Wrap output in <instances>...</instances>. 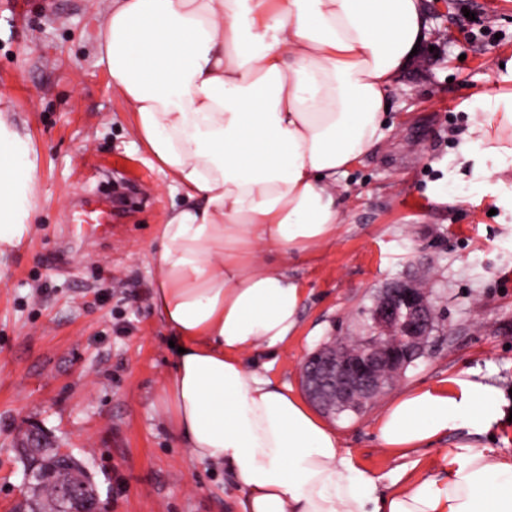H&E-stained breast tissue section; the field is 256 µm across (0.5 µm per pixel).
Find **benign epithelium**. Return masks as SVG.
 <instances>
[{
  "label": "benign epithelium",
  "instance_id": "7a95c632",
  "mask_svg": "<svg viewBox=\"0 0 512 512\" xmlns=\"http://www.w3.org/2000/svg\"><path fill=\"white\" fill-rule=\"evenodd\" d=\"M436 318L428 289L411 281L380 289L368 309L367 334L358 345L336 338L304 360L301 381L306 396L328 415L360 411L425 354ZM18 447L51 448L60 458L68 456L38 425L26 430ZM24 480L26 487L40 490L44 472L39 462L31 463ZM60 502V512H105L100 499L81 500L67 487L60 491Z\"/></svg>",
  "mask_w": 512,
  "mask_h": 512
}]
</instances>
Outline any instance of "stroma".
<instances>
[{
  "instance_id": "stroma-1",
  "label": "stroma",
  "mask_w": 512,
  "mask_h": 512,
  "mask_svg": "<svg viewBox=\"0 0 512 512\" xmlns=\"http://www.w3.org/2000/svg\"><path fill=\"white\" fill-rule=\"evenodd\" d=\"M428 47L390 92L388 129L350 170L334 241L287 264L306 289L299 330L270 378L301 389L304 358L332 337L364 335L379 288L416 279L437 305L433 344L363 412L327 417L341 446L392 488L461 444L511 448L512 422L457 427L401 457L375 420L402 390L464 374L512 405V180L476 181L465 134L491 86L512 92V0H425ZM102 0H0V110L40 160L38 223L0 258V512L26 491L16 451L41 424L83 462L110 512H229L220 470L191 461L161 400L173 370L152 309L147 250L172 206L164 175L138 146L129 108L97 51ZM123 196L109 237L72 243L68 217L88 192Z\"/></svg>"
}]
</instances>
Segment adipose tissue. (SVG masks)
Wrapping results in <instances>:
<instances>
[{
  "label": "adipose tissue",
  "mask_w": 512,
  "mask_h": 512,
  "mask_svg": "<svg viewBox=\"0 0 512 512\" xmlns=\"http://www.w3.org/2000/svg\"><path fill=\"white\" fill-rule=\"evenodd\" d=\"M424 0H108L98 37L137 141L187 205L159 225L152 306L178 346L162 400L193 462L221 467L233 512H512V450H448L380 492L336 431L261 372L305 290L285 262L332 241L342 177L383 137L388 93L426 38ZM475 175L512 174V93H484ZM41 193L28 136L0 113V256L31 235ZM501 391L456 376L411 387L375 421L404 455L449 428L487 430Z\"/></svg>",
  "instance_id": "1"
}]
</instances>
